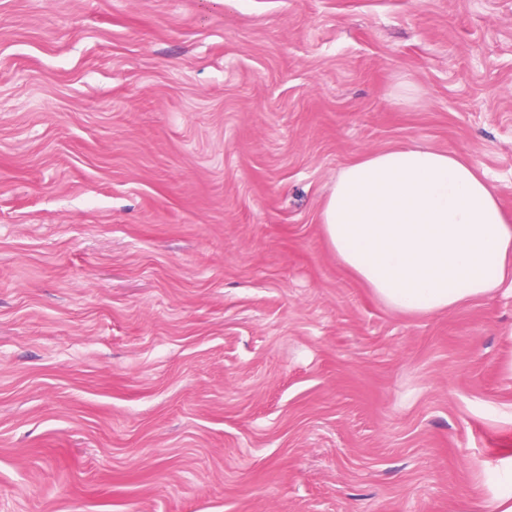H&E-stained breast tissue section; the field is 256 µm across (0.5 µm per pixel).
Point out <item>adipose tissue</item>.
I'll return each instance as SVG.
<instances>
[{
  "label": "adipose tissue",
  "mask_w": 512,
  "mask_h": 512,
  "mask_svg": "<svg viewBox=\"0 0 512 512\" xmlns=\"http://www.w3.org/2000/svg\"><path fill=\"white\" fill-rule=\"evenodd\" d=\"M321 224L337 261L392 310L449 311L512 278V223L476 167L407 146L345 167Z\"/></svg>",
  "instance_id": "1"
}]
</instances>
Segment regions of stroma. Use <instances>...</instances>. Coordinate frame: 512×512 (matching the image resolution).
<instances>
[{
	"mask_svg": "<svg viewBox=\"0 0 512 512\" xmlns=\"http://www.w3.org/2000/svg\"><path fill=\"white\" fill-rule=\"evenodd\" d=\"M412 145L512 220V0H0V512L512 491V284L403 315L323 235Z\"/></svg>",
	"mask_w": 512,
	"mask_h": 512,
	"instance_id": "obj_1",
	"label": "stroma"
}]
</instances>
